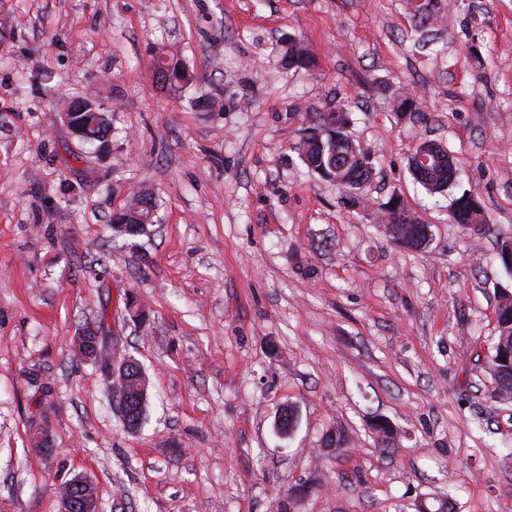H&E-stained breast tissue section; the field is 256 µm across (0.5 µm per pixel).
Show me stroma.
<instances>
[{
    "label": "stroma",
    "instance_id": "1",
    "mask_svg": "<svg viewBox=\"0 0 512 512\" xmlns=\"http://www.w3.org/2000/svg\"><path fill=\"white\" fill-rule=\"evenodd\" d=\"M292 37L313 69L284 67ZM160 57L196 82L158 84ZM204 93L223 110L196 111ZM89 96L111 124L100 155L61 115ZM339 103L374 157L366 208L299 158L307 112ZM423 138L457 161L434 196L408 165ZM464 190L485 228L450 218ZM137 192L157 221L116 235ZM393 195L426 248L385 233L375 205ZM510 236L512 0H439L424 29L406 0H0V512H60L77 472L99 512H417L445 495L512 512V402L486 369ZM88 325L144 366L141 430L74 356ZM43 428L48 456L30 444Z\"/></svg>",
    "mask_w": 512,
    "mask_h": 512
}]
</instances>
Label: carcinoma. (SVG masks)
Wrapping results in <instances>:
<instances>
[{
    "label": "carcinoma",
    "instance_id": "carcinoma-1",
    "mask_svg": "<svg viewBox=\"0 0 512 512\" xmlns=\"http://www.w3.org/2000/svg\"><path fill=\"white\" fill-rule=\"evenodd\" d=\"M412 8L416 21L422 25L432 23L438 14L433 0H413ZM290 68L310 69L314 58L310 49L300 40L292 39L285 54ZM73 121L84 134L83 140L102 144L109 139L110 128L101 125L93 114V108L76 109ZM310 128L316 133L305 135L298 145V152L306 167L324 179L340 186L352 205L364 200V187L372 177L373 166L366 160L369 153L355 143L348 134L350 115L342 106L325 112H314L309 116ZM447 149L442 145L424 140L411 157V170L417 182L430 195L446 191L453 183L451 169L444 162ZM424 153L437 160L430 170L422 171L415 166L416 155ZM143 198L136 195L130 205L112 217V229L120 234L138 236L144 233L150 221L148 211L142 206ZM394 199L381 204L384 231L396 243L419 249L429 238V229L420 223L406 208H401L398 217H393L391 205ZM451 215L458 224L484 226L487 216L482 203L472 195L461 194L451 203ZM496 260L512 272V237L498 242ZM498 335L488 360V368L496 384L497 396L512 400V297L500 296L496 305ZM147 374L139 365L129 366V373L122 383V392L129 399L127 415L123 417L125 427L138 430L145 421L148 390L144 389Z\"/></svg>",
    "mask_w": 512,
    "mask_h": 512
}]
</instances>
